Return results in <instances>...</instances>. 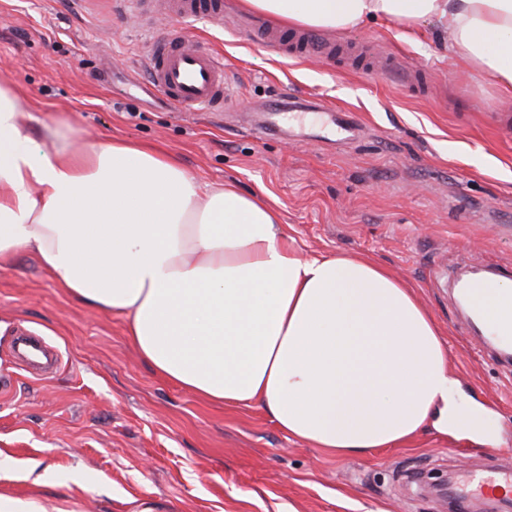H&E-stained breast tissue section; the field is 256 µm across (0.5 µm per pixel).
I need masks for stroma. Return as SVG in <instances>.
<instances>
[{"label": "stroma", "mask_w": 512, "mask_h": 512, "mask_svg": "<svg viewBox=\"0 0 512 512\" xmlns=\"http://www.w3.org/2000/svg\"><path fill=\"white\" fill-rule=\"evenodd\" d=\"M121 0H0V81L31 112L30 138L60 125L174 153L202 184L266 192L303 257L365 253L410 284L443 331L462 405L490 408L488 443L427 428L391 448L339 456L288 437L258 405L227 407L162 378L125 317L73 300L38 260L0 269V493L70 512H512L471 472L512 470V357L474 330L452 272L512 281V98L445 48L441 27L405 37L388 21L314 33L335 56L304 57L294 30L250 37L239 0L187 24L224 58L223 112L176 115L144 93L159 12ZM388 61L387 69L376 66ZM301 93L350 111L363 131L333 144L260 135L245 114ZM62 354L46 378L17 367L21 330Z\"/></svg>", "instance_id": "obj_1"}]
</instances>
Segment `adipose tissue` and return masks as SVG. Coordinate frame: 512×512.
Instances as JSON below:
<instances>
[{"mask_svg":"<svg viewBox=\"0 0 512 512\" xmlns=\"http://www.w3.org/2000/svg\"><path fill=\"white\" fill-rule=\"evenodd\" d=\"M295 29L436 21L453 53L512 91V0H240ZM0 83V268L34 255L56 287L125 316L164 379L227 405L256 404L289 436L346 456L423 428L482 439L460 413L433 317L369 255L300 257L276 200L201 185L164 147L42 142Z\"/></svg>","mask_w":512,"mask_h":512,"instance_id":"obj_1","label":"adipose tissue"}]
</instances>
